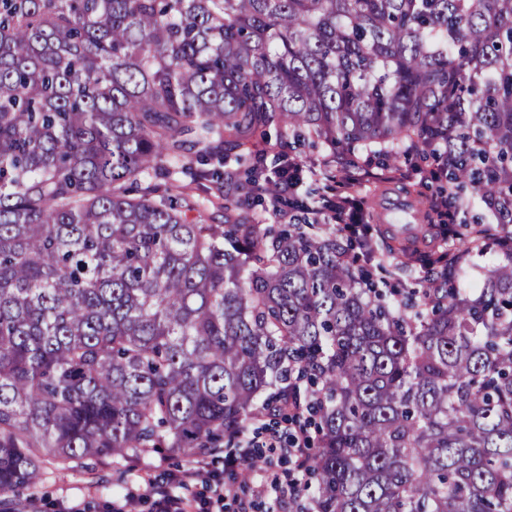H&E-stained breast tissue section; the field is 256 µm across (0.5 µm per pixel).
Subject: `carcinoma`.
Here are the masks:
<instances>
[{
    "mask_svg": "<svg viewBox=\"0 0 512 512\" xmlns=\"http://www.w3.org/2000/svg\"><path fill=\"white\" fill-rule=\"evenodd\" d=\"M402 154L427 224H512V0H0V496L262 412L314 427L312 512H512V248L393 240L394 296L321 228Z\"/></svg>",
    "mask_w": 512,
    "mask_h": 512,
    "instance_id": "1",
    "label": "carcinoma"
}]
</instances>
